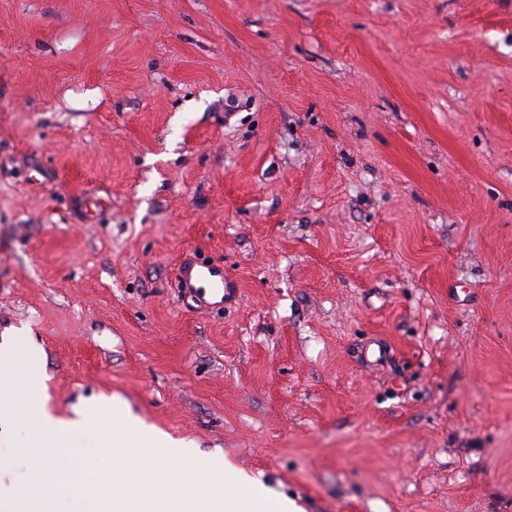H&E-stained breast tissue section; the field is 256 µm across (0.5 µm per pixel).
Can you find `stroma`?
I'll return each mask as SVG.
<instances>
[{"mask_svg":"<svg viewBox=\"0 0 512 512\" xmlns=\"http://www.w3.org/2000/svg\"><path fill=\"white\" fill-rule=\"evenodd\" d=\"M7 334L16 491L115 397L302 512H512V0H0ZM197 267V268H196ZM206 281L208 290L212 297H220V302L224 301L225 295H228L232 289V282L224 276V267L214 264H189L183 265L180 273V286L189 292L196 291L195 282ZM43 352L37 346L23 345L21 336H9L0 344V375H14L42 364Z\"/></svg>","mask_w":512,"mask_h":512,"instance_id":"35a3bbf8","label":"stroma"}]
</instances>
